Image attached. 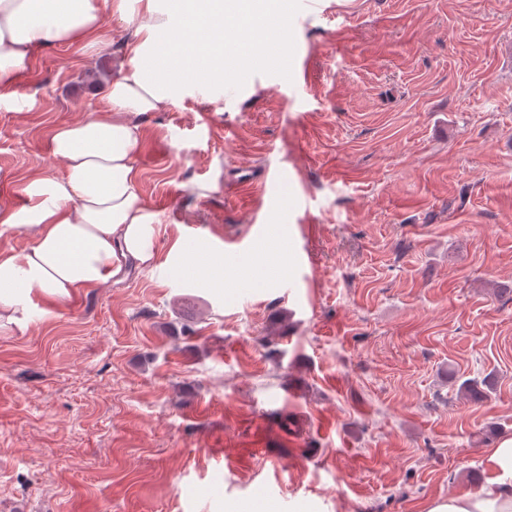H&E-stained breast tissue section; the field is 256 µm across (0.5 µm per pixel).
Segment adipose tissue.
<instances>
[{"label":"adipose tissue","mask_w":512,"mask_h":512,"mask_svg":"<svg viewBox=\"0 0 512 512\" xmlns=\"http://www.w3.org/2000/svg\"><path fill=\"white\" fill-rule=\"evenodd\" d=\"M137 2L129 65L108 81L107 110L57 127L51 152L63 174L33 176L26 206L0 207L1 226L21 225L31 235L23 253L0 248V328L22 324L32 291L62 303L107 286L123 265L153 261L156 227L141 201L136 115L169 110L184 85L233 82L269 41L289 35V14H266L260 0H168L163 11L157 0ZM228 13L237 27L225 28ZM103 25L97 0H0V83H11L46 46L96 48ZM223 41L242 50L237 65L216 56L210 71L197 72L193 59ZM485 462L494 473L485 485L433 499L425 512H512V437L488 449Z\"/></svg>","instance_id":"ef3b65f1"}]
</instances>
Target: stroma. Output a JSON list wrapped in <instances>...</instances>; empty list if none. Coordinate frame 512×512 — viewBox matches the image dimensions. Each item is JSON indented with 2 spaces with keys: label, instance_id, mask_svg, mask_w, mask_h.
Segmentation results:
<instances>
[{
  "label": "stroma",
  "instance_id": "1",
  "mask_svg": "<svg viewBox=\"0 0 512 512\" xmlns=\"http://www.w3.org/2000/svg\"><path fill=\"white\" fill-rule=\"evenodd\" d=\"M318 2L232 97L140 115L156 260L0 331V512H421L488 475L512 436V0ZM99 5L96 52L0 86V203L105 111L129 25ZM228 238L223 287L175 275L174 243Z\"/></svg>",
  "mask_w": 512,
  "mask_h": 512
}]
</instances>
